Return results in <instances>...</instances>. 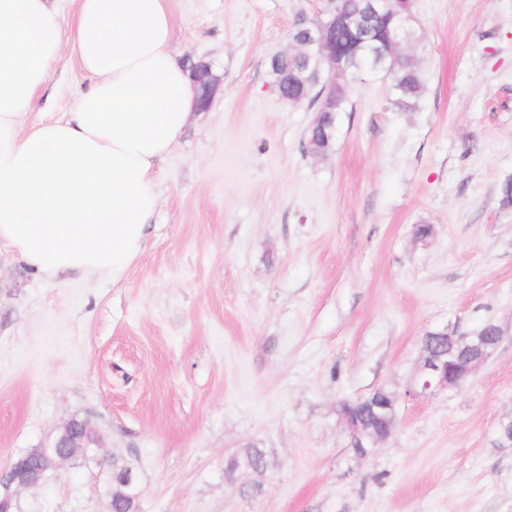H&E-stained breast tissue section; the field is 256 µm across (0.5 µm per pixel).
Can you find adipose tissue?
<instances>
[{
    "mask_svg": "<svg viewBox=\"0 0 512 512\" xmlns=\"http://www.w3.org/2000/svg\"><path fill=\"white\" fill-rule=\"evenodd\" d=\"M0 0V245L35 273L123 278L159 208L155 169L194 93L170 0ZM86 78L67 112L33 119L63 52Z\"/></svg>",
    "mask_w": 512,
    "mask_h": 512,
    "instance_id": "ef3b65f1",
    "label": "adipose tissue"
}]
</instances>
